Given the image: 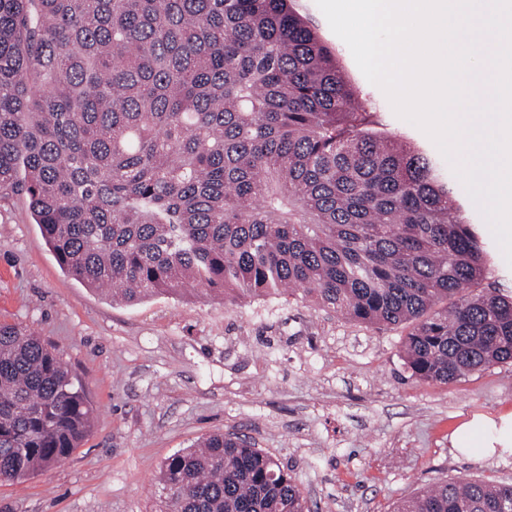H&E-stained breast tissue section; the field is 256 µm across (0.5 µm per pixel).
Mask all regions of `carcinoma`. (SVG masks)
I'll use <instances>...</instances> for the list:
<instances>
[{
  "mask_svg": "<svg viewBox=\"0 0 512 512\" xmlns=\"http://www.w3.org/2000/svg\"><path fill=\"white\" fill-rule=\"evenodd\" d=\"M291 0H0V197L59 266L112 300L298 291L403 325V365L451 385L512 363V297L479 228ZM93 406L55 349L0 324V481L79 448ZM165 512H309L256 443L215 432L166 459ZM394 512H512V485L450 480Z\"/></svg>",
  "mask_w": 512,
  "mask_h": 512,
  "instance_id": "obj_1",
  "label": "carcinoma"
}]
</instances>
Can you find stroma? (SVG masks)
Wrapping results in <instances>:
<instances>
[{"label":"stroma","mask_w":512,"mask_h":512,"mask_svg":"<svg viewBox=\"0 0 512 512\" xmlns=\"http://www.w3.org/2000/svg\"><path fill=\"white\" fill-rule=\"evenodd\" d=\"M295 9L371 99L382 131L433 158L470 223L484 218L432 140L364 77L315 0ZM0 322L55 347L94 408L83 445L47 472L0 483V512H162L161 467L218 431L288 467L310 512H390L426 486L466 475L512 483V455L462 456L453 432L512 412V364L436 386L409 379L400 327L367 326L301 295L242 306L221 294L133 303L63 271L24 197L0 200Z\"/></svg>","instance_id":"35a3bbf8"}]
</instances>
